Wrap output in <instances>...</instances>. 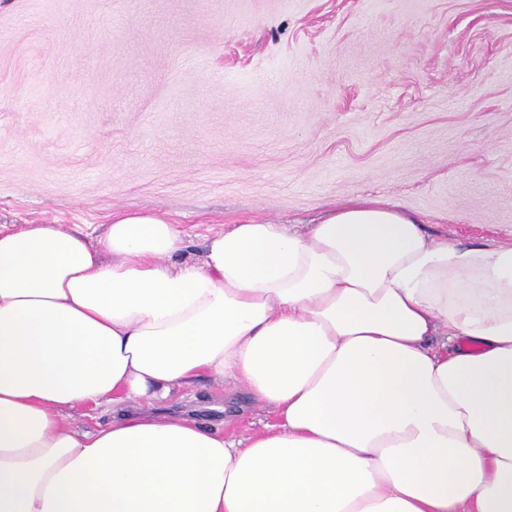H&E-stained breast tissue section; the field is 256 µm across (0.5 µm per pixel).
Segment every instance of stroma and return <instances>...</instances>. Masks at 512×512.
<instances>
[{
	"label": "stroma",
	"instance_id": "1",
	"mask_svg": "<svg viewBox=\"0 0 512 512\" xmlns=\"http://www.w3.org/2000/svg\"><path fill=\"white\" fill-rule=\"evenodd\" d=\"M512 240V0H0V229L165 218L304 233L357 199ZM274 423L206 377L149 409Z\"/></svg>",
	"mask_w": 512,
	"mask_h": 512
}]
</instances>
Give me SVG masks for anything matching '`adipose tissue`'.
<instances>
[{
	"label": "adipose tissue",
	"instance_id": "1",
	"mask_svg": "<svg viewBox=\"0 0 512 512\" xmlns=\"http://www.w3.org/2000/svg\"><path fill=\"white\" fill-rule=\"evenodd\" d=\"M185 247L137 211L100 249L0 232V512H512V241L463 247L364 200L304 235L231 225L198 264ZM204 376L275 424L61 415Z\"/></svg>",
	"mask_w": 512,
	"mask_h": 512
}]
</instances>
